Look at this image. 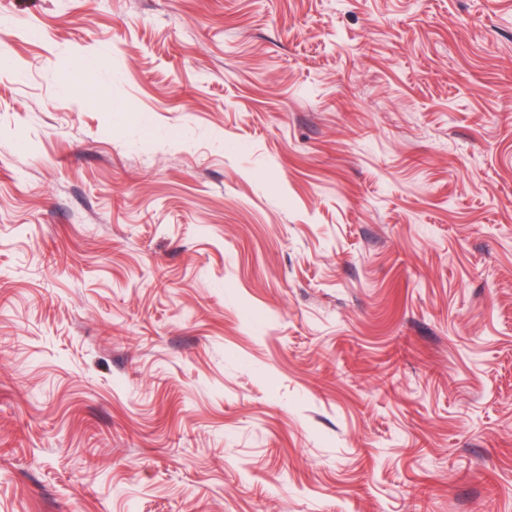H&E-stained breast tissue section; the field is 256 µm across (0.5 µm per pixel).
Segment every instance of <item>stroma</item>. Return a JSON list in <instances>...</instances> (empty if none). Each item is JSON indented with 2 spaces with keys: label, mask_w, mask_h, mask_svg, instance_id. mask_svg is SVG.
<instances>
[{
  "label": "stroma",
  "mask_w": 512,
  "mask_h": 512,
  "mask_svg": "<svg viewBox=\"0 0 512 512\" xmlns=\"http://www.w3.org/2000/svg\"><path fill=\"white\" fill-rule=\"evenodd\" d=\"M0 512H512V0H0Z\"/></svg>",
  "instance_id": "35a3bbf8"
}]
</instances>
